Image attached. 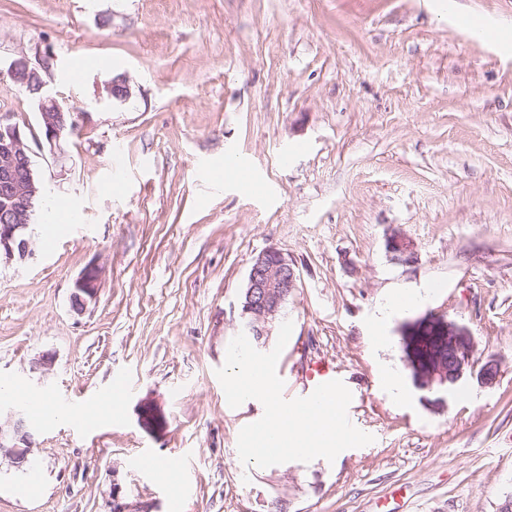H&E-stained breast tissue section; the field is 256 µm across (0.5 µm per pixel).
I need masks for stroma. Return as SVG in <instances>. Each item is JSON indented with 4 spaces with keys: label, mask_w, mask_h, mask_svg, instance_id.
<instances>
[{
    "label": "stroma",
    "mask_w": 512,
    "mask_h": 512,
    "mask_svg": "<svg viewBox=\"0 0 512 512\" xmlns=\"http://www.w3.org/2000/svg\"><path fill=\"white\" fill-rule=\"evenodd\" d=\"M455 3L483 35L433 0H0V114L40 137L9 65L49 56L46 90L78 127L63 156L32 159L46 200L80 215L53 250L0 265V388L34 398L45 479L31 496L1 465L0 512H109L116 484L153 512H497L512 495V0ZM117 76L128 99L108 93ZM393 229L415 264L389 261ZM269 247L300 275L281 361L333 362L373 437L331 462L259 468L237 452L264 409L229 407L215 371ZM90 264L99 290L79 315ZM412 288L417 302L383 314ZM437 315L498 361L493 387L414 386L401 327ZM45 351L40 384L29 366ZM116 372L132 389L111 399ZM148 397L157 434L137 422ZM48 402L82 425L41 422ZM139 452L190 469L191 489L136 470ZM99 270L94 265H88L74 282L71 294V308L77 314H82L89 303L95 301L98 291ZM138 422L149 433L163 430L165 416L159 404L153 399L147 398L137 408Z\"/></svg>",
    "instance_id": "35a3bbf8"
}]
</instances>
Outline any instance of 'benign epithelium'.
<instances>
[{
  "label": "benign epithelium",
  "instance_id": "benign-epithelium-1",
  "mask_svg": "<svg viewBox=\"0 0 512 512\" xmlns=\"http://www.w3.org/2000/svg\"><path fill=\"white\" fill-rule=\"evenodd\" d=\"M10 70L14 80L26 91L37 92L36 101L42 142L53 154H62V142L72 134L77 123L74 113L64 109L46 93L40 71L20 57L13 60ZM0 199L4 201V221L0 224V261L25 262L32 259L35 250L31 241V224L36 215L34 201L43 199L41 180L34 170L32 149L23 131L14 123L0 117ZM385 250L396 264L412 265L418 261L417 245L406 234L392 230L385 237ZM299 274L295 263L277 248L269 247L259 253L251 265L246 289L240 303V317L247 335L258 343H265L272 324L288 297L298 286ZM99 270L87 266L74 282L71 308L83 313L96 299ZM431 336L435 349L425 359L423 370L411 371L416 388L428 392H454L467 375L477 373L483 386L495 384L498 363L487 360L476 367L473 359L474 339L470 331L453 320L441 316L405 324L401 330L402 345L411 355L422 348L421 337ZM55 354L45 351L30 363V371L45 380L53 372ZM138 422L149 433L163 430L165 416L159 404L147 398L137 408ZM34 435L21 409L9 407L0 412V459H5L15 471L25 469L30 461ZM149 503H128L121 497V487L112 489L110 512H151Z\"/></svg>",
  "mask_w": 512,
  "mask_h": 512
}]
</instances>
